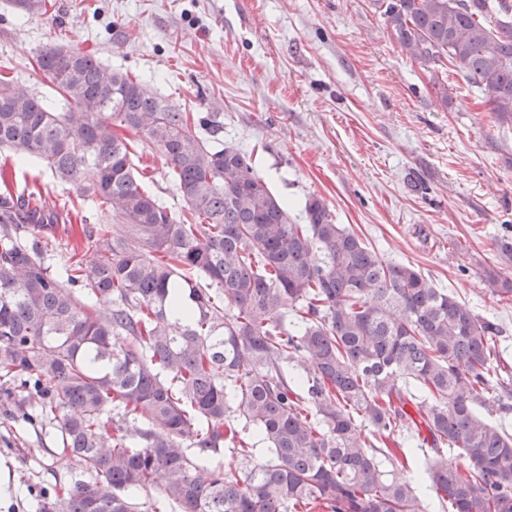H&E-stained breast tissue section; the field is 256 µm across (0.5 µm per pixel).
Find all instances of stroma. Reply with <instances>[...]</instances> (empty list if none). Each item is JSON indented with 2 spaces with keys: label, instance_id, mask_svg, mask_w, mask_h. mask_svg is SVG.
I'll return each instance as SVG.
<instances>
[{
  "label": "stroma",
  "instance_id": "35a3bbf8",
  "mask_svg": "<svg viewBox=\"0 0 512 512\" xmlns=\"http://www.w3.org/2000/svg\"><path fill=\"white\" fill-rule=\"evenodd\" d=\"M50 46L95 56L177 108L220 118V131L200 136L249 156L293 223H304L309 196L321 198L384 259L419 269L499 323L501 367L512 372V303L482 281L504 264L495 240L512 237V129L458 74L442 105L430 72L401 52L372 0H54L30 20L0 0V67L52 99L36 67ZM0 166L38 177L49 202L77 199L36 160L0 157ZM137 168L167 206L183 207L158 149ZM58 434V423H25L0 398V512H36L35 490L88 480Z\"/></svg>",
  "mask_w": 512,
  "mask_h": 512
}]
</instances>
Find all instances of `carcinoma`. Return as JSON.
Masks as SVG:
<instances>
[{
    "instance_id": "cac0c4a2",
    "label": "carcinoma",
    "mask_w": 512,
    "mask_h": 512,
    "mask_svg": "<svg viewBox=\"0 0 512 512\" xmlns=\"http://www.w3.org/2000/svg\"><path fill=\"white\" fill-rule=\"evenodd\" d=\"M8 2L27 20L52 6ZM374 6L443 105L450 65L512 123V0ZM36 65L60 100L1 78L0 153L42 162L99 215L91 259L53 264L44 230L62 212L35 187L0 189V394L28 423L58 421L92 475L39 489L37 512H139L132 496L161 474L178 512H512V433L477 411L512 409V379L490 377L497 322L379 256L320 198L291 222L245 153L129 75L60 47ZM151 147L187 211L141 182L134 157ZM484 284L512 301L511 271ZM115 410L148 428L114 434ZM246 431L271 458L241 476L214 454L251 461ZM395 433L431 454L426 499L386 448Z\"/></svg>"
}]
</instances>
